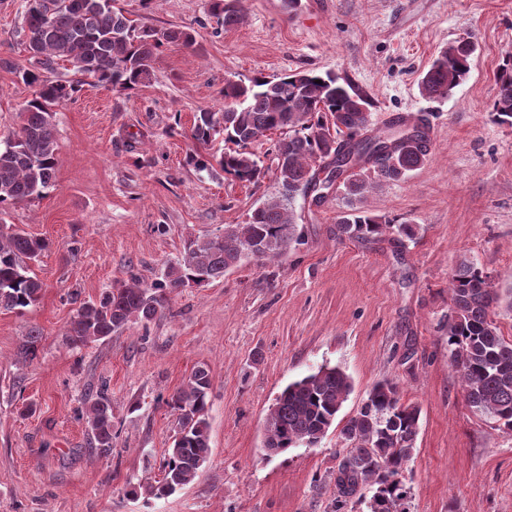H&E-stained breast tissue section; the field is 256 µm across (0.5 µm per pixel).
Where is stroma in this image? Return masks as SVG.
Segmentation results:
<instances>
[{"label": "stroma", "mask_w": 512, "mask_h": 512, "mask_svg": "<svg viewBox=\"0 0 512 512\" xmlns=\"http://www.w3.org/2000/svg\"><path fill=\"white\" fill-rule=\"evenodd\" d=\"M138 23L180 27L193 48L164 44L149 83L85 86L54 115L56 182L0 222L47 242L34 306L0 310V512H333L341 430L374 385L398 384L421 409L404 472L409 512H512V431L467 406L448 356L449 284L461 260L512 288V126L492 115L496 76L512 58V0H246L227 28L210 0H119ZM24 0H0V141L33 94L17 75L30 55ZM476 45L468 78L431 100L419 82L458 38ZM349 78L373 121L426 119L427 161L401 181H373L364 205L414 238L341 241L342 192L296 201L302 242L173 294L162 316L106 341L73 346L78 302L136 278L164 279L186 243L244 223L275 193L274 172L245 186L186 162L203 109L221 110L225 80L299 70ZM39 329L34 359L20 347ZM339 366L353 388L314 447L267 456L266 414L290 382ZM211 377L212 454L197 478L157 499L148 486L178 431L162 401L196 366ZM106 389L111 456L90 448L82 413Z\"/></svg>", "instance_id": "stroma-1"}]
</instances>
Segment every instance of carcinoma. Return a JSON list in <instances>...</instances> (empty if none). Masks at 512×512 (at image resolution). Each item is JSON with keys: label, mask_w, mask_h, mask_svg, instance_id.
Returning <instances> with one entry per match:
<instances>
[{"label": "carcinoma", "mask_w": 512, "mask_h": 512, "mask_svg": "<svg viewBox=\"0 0 512 512\" xmlns=\"http://www.w3.org/2000/svg\"><path fill=\"white\" fill-rule=\"evenodd\" d=\"M212 13L224 26L239 23L243 0H211ZM31 67L18 70L35 88L22 109L21 125L0 147V210L43 194L55 185L58 149L53 108L74 100L86 85H112L133 90L148 83L156 51L165 43L191 48L195 36L186 29L157 30L138 26L117 7L116 0H27L24 15ZM474 43L457 41L441 50L420 81L427 98H449L467 78ZM61 62L70 65L71 79L54 77ZM492 112L496 121L512 125V63L497 73ZM224 109L196 113L191 138L209 145L221 138L220 153L189 154L198 171L221 170L235 180L257 185L265 177L259 157L248 146L279 132L270 145L278 190L243 224H226L224 233L193 239L165 280L135 281L84 303L70 321L72 344L107 340L132 320L152 321L167 308L170 295L191 284L202 286L245 262L269 261L286 254L301 239L295 222L298 195L312 190L319 168L331 166L344 190L347 208L336 217L339 239L370 243L383 236L411 238L412 224H389L362 205L366 166L385 181H400L427 161L425 136L393 144L386 129H372L371 100L347 78L314 70L276 78L254 77L249 83L224 82ZM254 246L250 253L246 245ZM47 243L19 230L0 226V309L23 311L40 298L43 283L30 269ZM448 319L450 362L461 379L471 410L512 430V339L498 332L491 318L501 301L512 309V288H492L489 276L463 261L450 283ZM211 377L195 367L180 387L161 398L178 412L179 430L162 466L163 476L152 488L169 495L190 484L211 454L208 410ZM352 391L350 377L336 366L323 365L288 384L275 399L263 426V445L282 453L313 447L326 435ZM421 409L401 401L392 381L376 384L357 413L341 430L346 454L336 470L334 508L341 510L359 488H375L370 512H406L403 473L415 451ZM92 448L112 455V402L100 393L86 408Z\"/></svg>", "instance_id": "1"}]
</instances>
